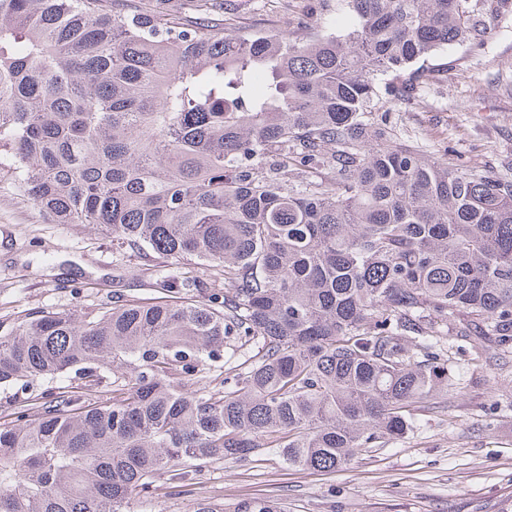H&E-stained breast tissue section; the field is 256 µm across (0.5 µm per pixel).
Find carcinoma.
Masks as SVG:
<instances>
[{"label": "carcinoma", "mask_w": 512, "mask_h": 512, "mask_svg": "<svg viewBox=\"0 0 512 512\" xmlns=\"http://www.w3.org/2000/svg\"><path fill=\"white\" fill-rule=\"evenodd\" d=\"M199 2L185 18L157 0H0L14 187L181 272L168 300L0 333V387L19 392L0 413V512H149L157 474L185 494L190 471L259 448L334 471L456 389L448 332L478 359L487 340L512 349V180L376 117L508 0H342L350 22L312 39L303 17L242 31ZM70 373L83 393H27Z\"/></svg>", "instance_id": "carcinoma-1"}]
</instances>
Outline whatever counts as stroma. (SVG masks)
I'll list each match as a JSON object with an SVG mask.
<instances>
[{"label":"stroma","instance_id":"1","mask_svg":"<svg viewBox=\"0 0 512 512\" xmlns=\"http://www.w3.org/2000/svg\"><path fill=\"white\" fill-rule=\"evenodd\" d=\"M304 0H230L239 28L270 27ZM419 97L389 113L403 137L463 168L512 172V16L482 45L439 50ZM120 251L89 224H54L0 177V328L37 311H90L114 291L163 297L157 281L174 272ZM448 365L460 378L446 405L419 406L405 437L365 448L342 469L291 470L272 449L242 462L221 461L196 475L194 493L172 496L156 481L155 512H192L195 499L231 505L254 496L283 499L288 512H504L512 505V354L449 339Z\"/></svg>","mask_w":512,"mask_h":512}]
</instances>
